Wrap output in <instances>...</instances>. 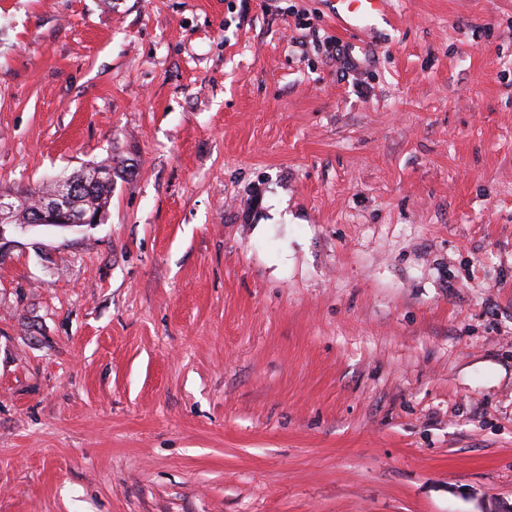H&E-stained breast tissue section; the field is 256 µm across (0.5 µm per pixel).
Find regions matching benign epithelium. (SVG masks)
I'll use <instances>...</instances> for the list:
<instances>
[{
  "instance_id": "obj_1",
  "label": "benign epithelium",
  "mask_w": 512,
  "mask_h": 512,
  "mask_svg": "<svg viewBox=\"0 0 512 512\" xmlns=\"http://www.w3.org/2000/svg\"><path fill=\"white\" fill-rule=\"evenodd\" d=\"M89 188L86 181L73 182L66 179L55 180V189L49 198L36 207H29L23 192L18 191L12 194H0V235L3 234V227L13 224L11 219L15 209L21 207L29 208V223L19 225V228L26 230L34 227H56L62 229L81 227L85 225L98 224L101 215L89 214L87 212L75 213L70 210L72 197Z\"/></svg>"
}]
</instances>
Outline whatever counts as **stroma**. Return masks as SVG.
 <instances>
[{"label":"stroma","instance_id":"35a3bbf8","mask_svg":"<svg viewBox=\"0 0 512 512\" xmlns=\"http://www.w3.org/2000/svg\"><path fill=\"white\" fill-rule=\"evenodd\" d=\"M0 512H512V0H0ZM338 27L351 30L373 31L379 18L385 16L389 0H327ZM98 176L100 182L112 181V172L109 170L100 171ZM53 181L55 182V189L52 195L42 204L38 205V207L31 208L30 206H34L50 195L52 191L51 184L43 182L38 188L28 189L29 191L25 195L29 203L25 200V195L22 191L7 195L1 193L0 232L3 231L5 225H13L22 230H27L28 228L40 226L68 229L100 223L101 214L95 215L80 211H105L112 193V185L109 182H96L84 194H77L71 202V209L73 210L71 211L69 202L72 197L76 193L83 192L84 189L89 188V185L85 180L73 182L72 180L55 179ZM21 207L29 208L31 215L29 224H24L26 214L22 210H15ZM74 211L80 213H75ZM13 213L14 223L16 224H13L11 219Z\"/></svg>","mask_w":512,"mask_h":512}]
</instances>
